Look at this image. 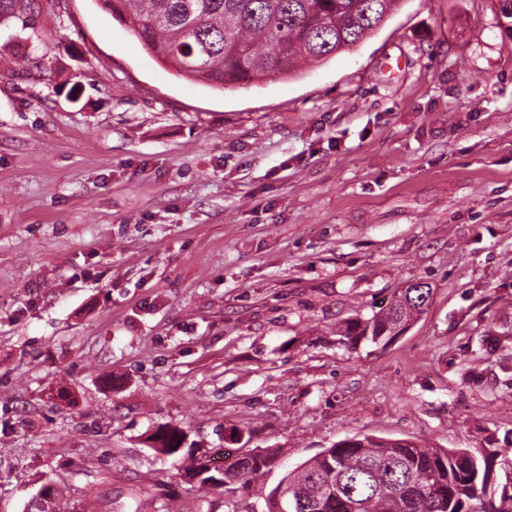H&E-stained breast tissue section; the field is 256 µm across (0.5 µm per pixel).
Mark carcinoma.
I'll use <instances>...</instances> for the list:
<instances>
[{"mask_svg": "<svg viewBox=\"0 0 512 512\" xmlns=\"http://www.w3.org/2000/svg\"><path fill=\"white\" fill-rule=\"evenodd\" d=\"M127 27L149 55L188 82L215 90L245 86L273 70L294 71L356 47L392 16L400 0H95ZM40 0H0V28L32 29ZM432 289L413 285L386 308L336 329L338 344L379 345L403 331L428 306ZM184 431L159 428L150 440L175 453ZM283 451L264 448L215 474L202 461L185 466L201 476L198 491L236 495L273 468ZM487 458L466 449L425 448L408 440L355 435L289 470L265 496L266 512H281L285 487L295 512H479ZM49 489L34 512H60Z\"/></svg>", "mask_w": 512, "mask_h": 512, "instance_id": "1", "label": "carcinoma"}]
</instances>
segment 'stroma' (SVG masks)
<instances>
[{
  "mask_svg": "<svg viewBox=\"0 0 512 512\" xmlns=\"http://www.w3.org/2000/svg\"><path fill=\"white\" fill-rule=\"evenodd\" d=\"M0 512H231L179 470L371 434L488 457L512 503V34L403 0L350 51L225 91L94 0L0 29ZM428 283L384 346L336 327ZM183 428L178 454L148 438Z\"/></svg>",
  "mask_w": 512,
  "mask_h": 512,
  "instance_id": "stroma-1",
  "label": "stroma"
}]
</instances>
